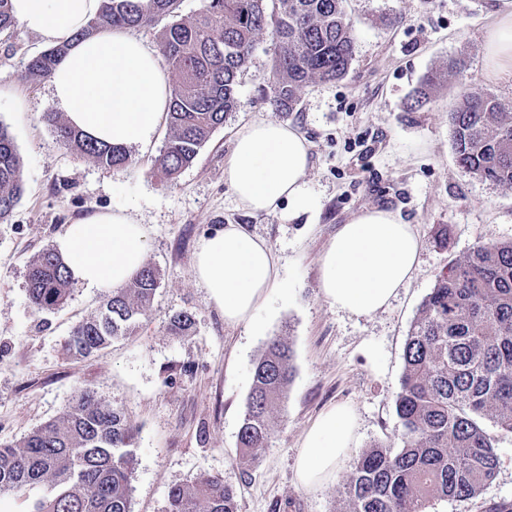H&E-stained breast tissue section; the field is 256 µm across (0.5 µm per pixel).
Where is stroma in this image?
Segmentation results:
<instances>
[{"mask_svg":"<svg viewBox=\"0 0 512 512\" xmlns=\"http://www.w3.org/2000/svg\"><path fill=\"white\" fill-rule=\"evenodd\" d=\"M356 32L355 58L335 82L303 88L292 112H278L261 89L275 55L271 38L256 42L240 73L237 107L169 185L149 172L167 138L130 147L124 167L101 166L64 147L43 120L55 111L49 81L25 77L44 51L21 26L0 32V75L15 86L0 99L4 125L22 158L23 196L0 222V443H16L59 417L84 389L123 409L139 428L131 477L132 512H166L169 490L201 471L223 477L239 512H344L345 477L371 446L396 444L395 401L411 323L448 262L479 243L512 239V189L489 186L461 169L448 113L461 85L496 96L512 112V80L496 79L486 35L512 0H346ZM458 62L460 81L445 78ZM437 85H429L432 75ZM426 95L420 110L412 98ZM265 118L296 128L311 143L306 181L319 198L312 213L244 210L224 179L240 126ZM381 207L413 225L421 241L409 282L383 310L356 317L336 310L318 288V259L342 224ZM124 210L147 231L145 262L159 272L148 315L132 335L87 357L71 356L74 326L96 314L108 293L70 283L67 301L35 311L28 265L55 246L76 219ZM227 224L243 225L272 248L287 287L274 291L255 326H229L193 276L201 239ZM448 229V245L435 242ZM193 314L192 335H169L175 313ZM279 337L293 351V379L272 415V435L257 462L237 447L252 369L263 344ZM350 403L357 439L336 477L309 491L298 482L302 436L327 406ZM498 469L481 497L439 501L432 512H481L483 501L512 500V435L497 438Z\"/></svg>","mask_w":512,"mask_h":512,"instance_id":"obj_1","label":"stroma"}]
</instances>
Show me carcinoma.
<instances>
[{
    "label": "carcinoma",
    "mask_w": 512,
    "mask_h": 512,
    "mask_svg": "<svg viewBox=\"0 0 512 512\" xmlns=\"http://www.w3.org/2000/svg\"><path fill=\"white\" fill-rule=\"evenodd\" d=\"M345 0H208L195 17L181 18L159 36L173 77L168 137L152 167L173 184L236 106L240 73L257 39L277 45L269 103L291 112L302 88L336 81L349 71L356 35ZM179 0H102L81 35L111 27L140 28L177 13ZM67 47L33 57L30 80L47 79ZM58 141L93 163L130 162L123 147L100 145L69 126L63 115L44 116ZM458 164L475 178L512 189V113L488 93L465 91L448 113ZM22 159L0 125V222L23 192ZM71 276L60 255L46 248L31 262L28 298L37 311L62 305ZM159 287L146 265L132 282L112 290L100 310L73 329L68 350L86 356L132 334ZM191 313L173 314L167 329L188 336ZM395 412L401 446L374 445L364 452L343 491L346 512H429L435 500L480 496L498 465L495 438L483 419L512 434V240L478 243L437 275L411 323L403 353ZM292 352L279 337L264 343L238 440L249 462L271 437L272 410L292 382ZM136 427L91 389L58 418L15 445L0 444V496L25 498L26 512H131ZM167 512H239L224 479L201 472L188 486L172 488Z\"/></svg>",
    "instance_id": "1"
}]
</instances>
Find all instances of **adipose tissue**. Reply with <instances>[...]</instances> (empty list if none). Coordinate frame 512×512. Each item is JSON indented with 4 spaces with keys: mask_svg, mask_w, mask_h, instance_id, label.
Segmentation results:
<instances>
[{
    "mask_svg": "<svg viewBox=\"0 0 512 512\" xmlns=\"http://www.w3.org/2000/svg\"><path fill=\"white\" fill-rule=\"evenodd\" d=\"M101 0H12L15 20L43 41L67 45L51 76L53 99L67 123L108 145L148 147L166 116L171 87L158 52L120 28L82 36ZM493 72L512 79V14L487 34ZM310 143L295 128L266 119L236 134L224 177L245 209L288 216L314 211L320 201L305 177ZM71 276L89 288H119L144 265L146 231L124 210L68 226L56 241ZM420 242L390 210H365L342 225L318 260L319 288L338 310L370 316L388 305L409 279ZM194 276L229 325L253 324L274 290L283 288L266 241L228 224L204 237ZM356 416L347 403L323 410L305 432L296 470L308 490L332 481L355 441Z\"/></svg>",
    "mask_w": 512,
    "mask_h": 512,
    "instance_id": "obj_1",
    "label": "adipose tissue"
}]
</instances>
